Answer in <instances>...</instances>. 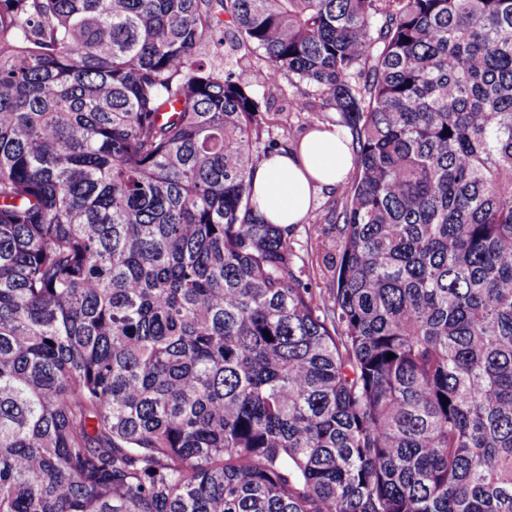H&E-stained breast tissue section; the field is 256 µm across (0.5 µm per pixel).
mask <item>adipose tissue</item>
I'll return each mask as SVG.
<instances>
[{"mask_svg": "<svg viewBox=\"0 0 512 512\" xmlns=\"http://www.w3.org/2000/svg\"><path fill=\"white\" fill-rule=\"evenodd\" d=\"M354 168L349 137L336 127L313 129L273 154L252 175V196L270 224H303L317 192L339 187Z\"/></svg>", "mask_w": 512, "mask_h": 512, "instance_id": "1", "label": "adipose tissue"}]
</instances>
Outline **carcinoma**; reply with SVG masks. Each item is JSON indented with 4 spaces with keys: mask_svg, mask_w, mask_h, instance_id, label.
<instances>
[{
    "mask_svg": "<svg viewBox=\"0 0 512 512\" xmlns=\"http://www.w3.org/2000/svg\"><path fill=\"white\" fill-rule=\"evenodd\" d=\"M226 27L351 137L327 298ZM0 512H512V0H0Z\"/></svg>",
    "mask_w": 512,
    "mask_h": 512,
    "instance_id": "carcinoma-1",
    "label": "carcinoma"
}]
</instances>
